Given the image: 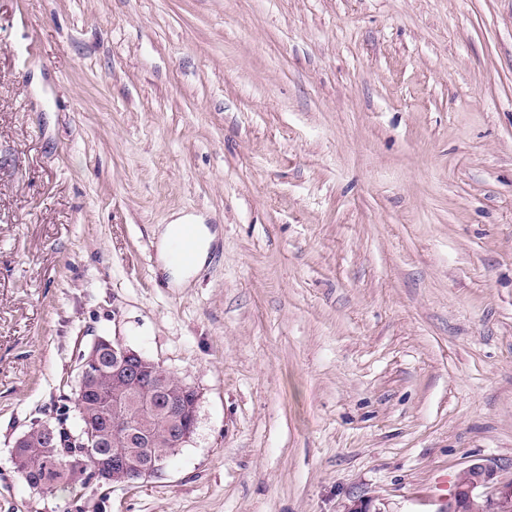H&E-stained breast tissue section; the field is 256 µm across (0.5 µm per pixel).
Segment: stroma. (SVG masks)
<instances>
[{"instance_id": "35a3bbf8", "label": "stroma", "mask_w": 512, "mask_h": 512, "mask_svg": "<svg viewBox=\"0 0 512 512\" xmlns=\"http://www.w3.org/2000/svg\"><path fill=\"white\" fill-rule=\"evenodd\" d=\"M114 335L195 435L28 487ZM477 459L512 481V0H0V512H445ZM186 220V218H178L172 223L166 224L159 243L164 269L175 285L187 284L189 278L207 262L211 243L215 239V234L211 232L206 224L184 225ZM172 242L171 258H169V249ZM172 259L180 264L190 266L178 265Z\"/></svg>"}]
</instances>
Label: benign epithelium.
Wrapping results in <instances>:
<instances>
[{
	"label": "benign epithelium",
	"instance_id": "benign-epithelium-1",
	"mask_svg": "<svg viewBox=\"0 0 512 512\" xmlns=\"http://www.w3.org/2000/svg\"><path fill=\"white\" fill-rule=\"evenodd\" d=\"M77 370L74 393L79 398L92 394L94 416L71 436L72 447L90 449L107 439L111 448L107 457L96 462L84 452L71 455L65 470L70 484L92 478L100 484L133 485L157 475L164 459L144 461V449L152 444L153 436L138 431L140 421L153 422L177 448L193 436L199 394L187 402L159 387L167 369L126 346L119 337H97L80 354ZM55 430L52 423L41 422L15 438L11 460L21 477H27L33 459L43 458L44 450L54 447ZM493 479V467L484 463L460 471L446 512H512V482L494 485ZM482 488L491 493H480Z\"/></svg>",
	"mask_w": 512,
	"mask_h": 512
}]
</instances>
